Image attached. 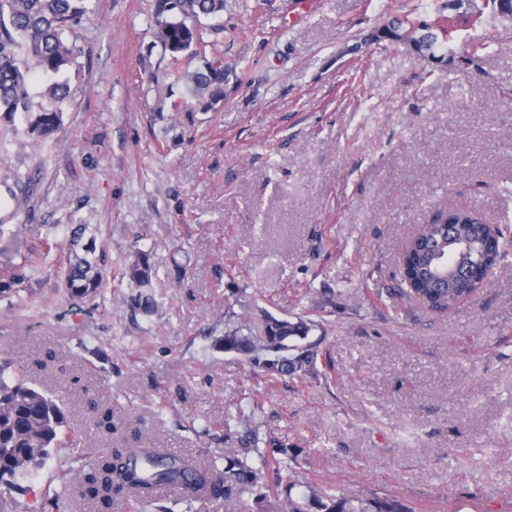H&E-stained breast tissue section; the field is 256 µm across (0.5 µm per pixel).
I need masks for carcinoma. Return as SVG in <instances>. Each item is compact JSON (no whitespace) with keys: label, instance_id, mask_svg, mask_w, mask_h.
<instances>
[{"label":"carcinoma","instance_id":"obj_1","mask_svg":"<svg viewBox=\"0 0 512 512\" xmlns=\"http://www.w3.org/2000/svg\"><path fill=\"white\" fill-rule=\"evenodd\" d=\"M92 0H0V118L11 123L24 114L27 133L49 140L62 123L61 104L70 87L58 80L60 74L78 65L75 26L89 17ZM224 12V0H155L154 37L168 54L166 75L174 83H189L196 100L204 107L224 99V85L231 68L215 56L201 70L188 73L184 60L205 53L200 19ZM393 49L400 46L415 53L436 57L437 36L415 25L409 18L395 19L374 33ZM46 79L39 101L29 91L32 77ZM441 213L415 235L402 256L405 292L422 305L439 311L454 307L473 288L462 285L459 273L474 274L500 264L509 240L492 235L479 212L455 210L452 232L445 228ZM86 226L73 231L68 255L66 291L83 299L104 280V260L95 256V243H82ZM124 275L137 292L130 306L144 314L153 312L154 272L149 255L138 252L125 266ZM317 327L316 321L298 317L291 321L263 312L256 319L229 322L215 346L234 352L250 363L278 374L306 372L317 358L316 344L305 342ZM68 428L64 402L31 384L24 374L7 373L0 365V512H13L6 497L14 480L45 466L50 450L60 445ZM95 433L104 439L117 431L112 408L102 407L94 421ZM289 449L272 440L259 447L229 448L224 468L203 466L165 448H97L81 457L75 474L62 478L67 493L93 501L98 512H112L113 500L132 497L141 504H154L162 488L195 484L208 489V499L254 496L256 502L274 512H414L396 499L367 498L337 493L314 482L296 484L288 475ZM270 478L256 486L255 464ZM301 491L294 495L295 488Z\"/></svg>","mask_w":512,"mask_h":512}]
</instances>
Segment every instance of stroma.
<instances>
[{
    "label": "stroma",
    "instance_id": "obj_1",
    "mask_svg": "<svg viewBox=\"0 0 512 512\" xmlns=\"http://www.w3.org/2000/svg\"><path fill=\"white\" fill-rule=\"evenodd\" d=\"M154 3L93 0L54 140L0 122V279L24 273L0 293V362L70 421L17 478V512H94L53 493L83 445L106 442L99 399L116 444L220 466L275 436L298 449L299 481L415 512H512V249L452 311L393 294L405 242L438 212L512 225V18L491 0H318L288 26L299 0H227L201 25L237 77L207 110L164 75ZM404 16L448 27L438 59L371 41ZM77 224L108 271L83 299L65 290ZM138 250L150 314L123 276ZM263 310L319 322L311 373L272 377L214 348L225 321ZM124 275L137 288V292L130 299V306L144 314L152 313L155 307L153 294L154 272L149 255L137 252L134 259L125 266Z\"/></svg>",
    "mask_w": 512,
    "mask_h": 512
}]
</instances>
